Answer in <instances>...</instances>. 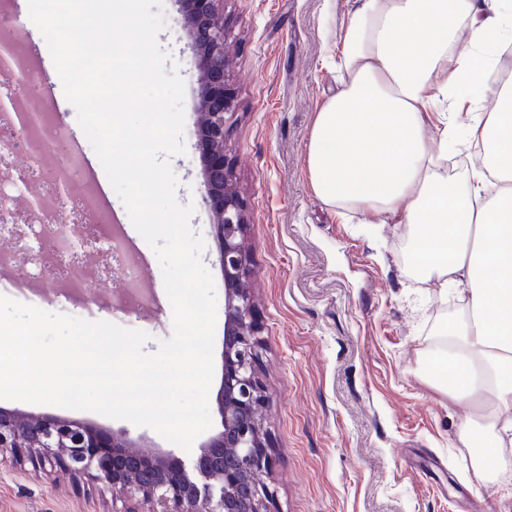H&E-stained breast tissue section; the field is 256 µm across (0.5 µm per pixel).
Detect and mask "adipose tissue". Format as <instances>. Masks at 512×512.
<instances>
[{
	"instance_id": "obj_1",
	"label": "adipose tissue",
	"mask_w": 512,
	"mask_h": 512,
	"mask_svg": "<svg viewBox=\"0 0 512 512\" xmlns=\"http://www.w3.org/2000/svg\"><path fill=\"white\" fill-rule=\"evenodd\" d=\"M468 29L467 47L457 33ZM512 45V0H355L336 66L349 80L316 114L308 148L315 193L363 215L409 227V266L456 286L466 313L435 341L432 383L453 402H477L461 440L479 449L477 473L512 467V94L489 81ZM497 96L465 139L424 135L430 113L446 116ZM481 149L484 164L465 184L448 180V154Z\"/></svg>"
}]
</instances>
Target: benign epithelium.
<instances>
[{"instance_id":"obj_1","label":"benign epithelium","mask_w":512,"mask_h":512,"mask_svg":"<svg viewBox=\"0 0 512 512\" xmlns=\"http://www.w3.org/2000/svg\"><path fill=\"white\" fill-rule=\"evenodd\" d=\"M197 61V147L212 235L224 273L223 373L215 397L221 430L187 462L171 450L146 449L125 432L85 421L0 407V462L27 463L91 480L97 487L135 500L143 512H268L273 449L267 444L265 396L257 372L260 331L249 288L252 268L244 242L246 204L227 158L226 115L237 108L228 76L229 31L224 0H173ZM8 32L0 33V67L15 63ZM44 86L21 73L0 98V113H14L13 129L26 131L33 112L19 94Z\"/></svg>"}]
</instances>
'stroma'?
Listing matches in <instances>:
<instances>
[{"label":"stroma","mask_w":512,"mask_h":512,"mask_svg":"<svg viewBox=\"0 0 512 512\" xmlns=\"http://www.w3.org/2000/svg\"><path fill=\"white\" fill-rule=\"evenodd\" d=\"M354 0H224L233 40L230 72L238 107L228 118V149L247 202L245 240L262 349L259 376L268 404L274 453L269 512H512V469L482 479L471 449L460 442L470 402L449 404L433 387L431 347L448 319L463 313L454 291L405 265L404 225L381 214L359 221L357 210L325 204L308 170L314 118L339 81L333 62ZM166 26L158 41L185 81V154L170 164L179 203H194L190 225L202 234L204 265L216 291L224 276L204 202L195 126L198 70L173 0H163ZM66 131L51 152L53 168L82 151L106 205L104 229L118 225L147 264L156 292L135 311L99 263L96 306L85 294L43 284L34 294L46 311L107 320L152 335L173 333L172 308L154 251L133 227L92 147L78 137L75 108L37 100ZM6 408L89 421L124 431L143 445L171 449L154 429L126 420L51 405L6 401ZM123 502L60 471L0 466V512H122Z\"/></svg>","instance_id":"1"}]
</instances>
